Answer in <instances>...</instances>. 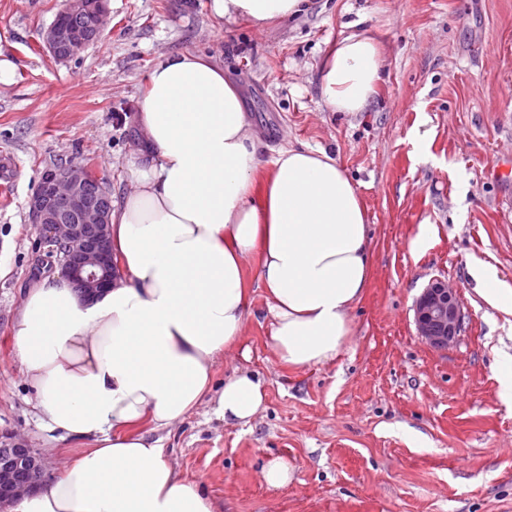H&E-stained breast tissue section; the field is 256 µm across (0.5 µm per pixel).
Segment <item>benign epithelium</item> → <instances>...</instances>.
Returning <instances> with one entry per match:
<instances>
[{"label": "benign epithelium", "mask_w": 512, "mask_h": 512, "mask_svg": "<svg viewBox=\"0 0 512 512\" xmlns=\"http://www.w3.org/2000/svg\"><path fill=\"white\" fill-rule=\"evenodd\" d=\"M61 14L38 33L39 47L57 62L76 59L98 41L110 20L108 0H64ZM35 224L38 253L34 276L43 265L70 281L84 295L112 287L114 258L109 214L112 194L100 173L80 164H61L45 170L28 201ZM417 335L429 346L443 349L463 330L456 289L448 281L429 282L414 305ZM46 476L44 459L21 439L0 438V509L36 493Z\"/></svg>", "instance_id": "7a95c632"}]
</instances>
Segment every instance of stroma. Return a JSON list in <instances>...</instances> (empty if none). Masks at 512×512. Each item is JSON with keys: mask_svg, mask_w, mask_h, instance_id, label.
Listing matches in <instances>:
<instances>
[{"mask_svg": "<svg viewBox=\"0 0 512 512\" xmlns=\"http://www.w3.org/2000/svg\"><path fill=\"white\" fill-rule=\"evenodd\" d=\"M63 0H0V53L17 65L0 84V436L26 440L48 480L81 452L43 421L14 348L36 279L37 230L27 203L61 163L105 173L113 197L130 185L144 76L161 55L198 50L240 90L265 157L323 148L357 183L372 234L371 282L336 359L292 369L267 345L262 289L239 344L215 370L258 374L265 408L247 425L202 403L162 430L182 476L220 512H512V405L500 395L512 317L476 291L483 261L512 285V0H313L292 21L217 27L210 0H110L103 37L70 62L30 52ZM386 50L385 81L367 111L332 112L316 72L346 25ZM437 235L410 249L419 225ZM457 289L464 329L439 350L417 334L412 306L433 278ZM282 457L288 485L262 465ZM293 468L287 460L275 457L267 460L262 466V476L265 483L272 488L288 485L292 479Z\"/></svg>", "mask_w": 512, "mask_h": 512, "instance_id": "obj_1", "label": "stroma"}]
</instances>
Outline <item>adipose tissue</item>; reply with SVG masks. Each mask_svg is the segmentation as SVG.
<instances>
[{
	"instance_id": "adipose-tissue-1",
	"label": "adipose tissue",
	"mask_w": 512,
	"mask_h": 512,
	"mask_svg": "<svg viewBox=\"0 0 512 512\" xmlns=\"http://www.w3.org/2000/svg\"><path fill=\"white\" fill-rule=\"evenodd\" d=\"M311 0H212L219 20L263 27L307 13ZM370 32L340 36L317 71L330 111H366L384 80ZM136 122L147 168L112 207L115 282L85 299L60 275L25 298L15 348L41 412L79 458L12 512H217L201 484L171 465L154 433L202 402L227 424L263 409L262 380L219 359L251 312L245 260L273 318L268 346L285 365L333 361L372 268L367 211L326 150L286 147L273 159L238 88L201 52L163 56L146 76Z\"/></svg>"
}]
</instances>
